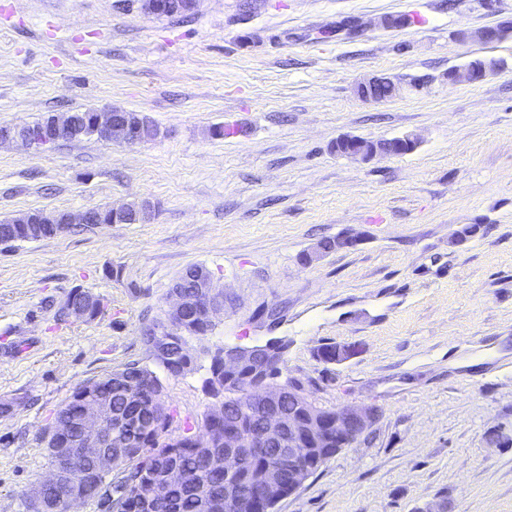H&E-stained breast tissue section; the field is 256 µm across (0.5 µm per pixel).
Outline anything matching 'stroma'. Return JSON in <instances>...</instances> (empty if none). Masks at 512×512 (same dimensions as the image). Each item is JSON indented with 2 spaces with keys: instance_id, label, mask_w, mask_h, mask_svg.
<instances>
[{
  "instance_id": "obj_1",
  "label": "stroma",
  "mask_w": 512,
  "mask_h": 512,
  "mask_svg": "<svg viewBox=\"0 0 512 512\" xmlns=\"http://www.w3.org/2000/svg\"><path fill=\"white\" fill-rule=\"evenodd\" d=\"M140 0H0V125L87 108L140 112L160 136L0 147V221L134 199L146 224L22 241L0 251V512L49 473L45 431L81 382L154 367L141 328L166 319L170 288L199 264L224 291L191 370L162 376L166 401L196 419L218 345L287 338L289 376L317 405H374L371 429L274 512H512V34L459 30L512 20V0H198L187 20ZM411 23L384 28L379 19ZM365 28L335 35L337 22ZM494 57L476 84L449 69ZM373 76L423 77L425 92L379 103ZM216 125L232 136L211 137ZM350 134L419 138L397 157L332 153ZM479 232L457 242L468 225ZM353 248L303 264L321 239ZM75 288L95 319L59 320ZM325 344L356 346L336 364ZM509 23H502L497 27L484 28L477 31L462 30L458 36L463 41H478L483 43H493L502 39L503 32L510 29Z\"/></svg>"
}]
</instances>
